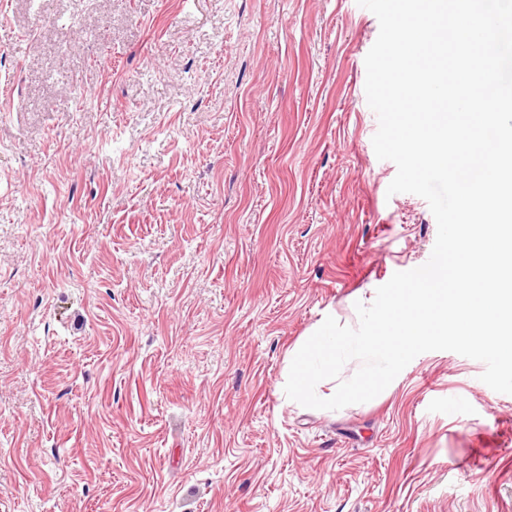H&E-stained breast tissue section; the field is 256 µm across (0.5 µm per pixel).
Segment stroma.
<instances>
[{"mask_svg": "<svg viewBox=\"0 0 512 512\" xmlns=\"http://www.w3.org/2000/svg\"><path fill=\"white\" fill-rule=\"evenodd\" d=\"M378 34L356 0H0V512H512L484 363L283 389L436 241L372 145Z\"/></svg>", "mask_w": 512, "mask_h": 512, "instance_id": "stroma-1", "label": "stroma"}]
</instances>
